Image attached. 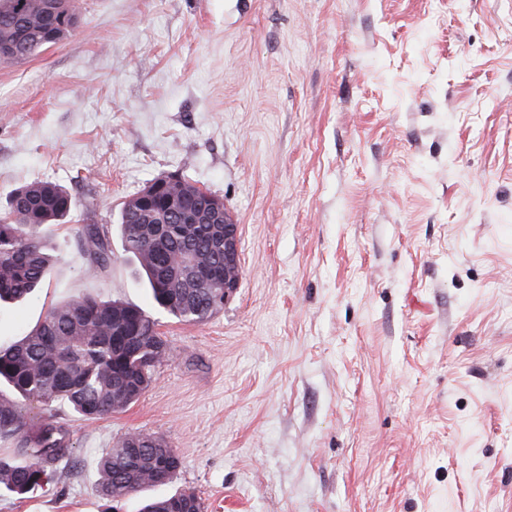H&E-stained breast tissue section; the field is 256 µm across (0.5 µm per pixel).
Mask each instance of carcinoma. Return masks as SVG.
Instances as JSON below:
<instances>
[{"mask_svg":"<svg viewBox=\"0 0 512 512\" xmlns=\"http://www.w3.org/2000/svg\"><path fill=\"white\" fill-rule=\"evenodd\" d=\"M34 0H0V37L27 34L18 47L26 60L51 47L53 28H30ZM201 189L182 202L177 215L166 211L164 196L149 208L122 204L120 228L125 251L145 277L151 301L186 322H204L223 305L224 225L210 217ZM75 199L61 184L41 181L16 189L0 217V302L33 296L47 279L53 255L41 235L48 224H63ZM95 247L92 269L112 260V252L92 224L76 227ZM199 269L190 282L189 266ZM170 355L157 322L144 309L117 300H70L52 306L27 336L0 345V441L17 444V456L0 455V490L29 497L51 485L64 457L61 428L51 414L56 404L98 419L134 403L148 388L155 368ZM36 403L48 416L34 426L25 406ZM101 492L111 502L127 501L147 486L165 484L180 468V458L161 438L125 434L99 459ZM193 491L141 503L139 512H204Z\"/></svg>","mask_w":512,"mask_h":512,"instance_id":"1","label":"carcinoma"}]
</instances>
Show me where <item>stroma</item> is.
Listing matches in <instances>:
<instances>
[{"label": "stroma", "instance_id": "obj_1", "mask_svg": "<svg viewBox=\"0 0 512 512\" xmlns=\"http://www.w3.org/2000/svg\"><path fill=\"white\" fill-rule=\"evenodd\" d=\"M77 28L0 64V212L54 181L38 297L0 342L83 297L150 310L141 398L53 412L56 482L0 512H512V0H80ZM184 175L239 226L242 278L202 323L154 309L119 208ZM111 263L86 271L74 228ZM163 438L173 482L113 505L98 460ZM76 233L86 236L95 247L92 269L100 270L106 267L112 260V252L108 249L106 242L100 237L98 228L93 224L76 227ZM202 499L193 491L180 490L172 495L143 501L139 512H204Z\"/></svg>", "mask_w": 512, "mask_h": 512}]
</instances>
